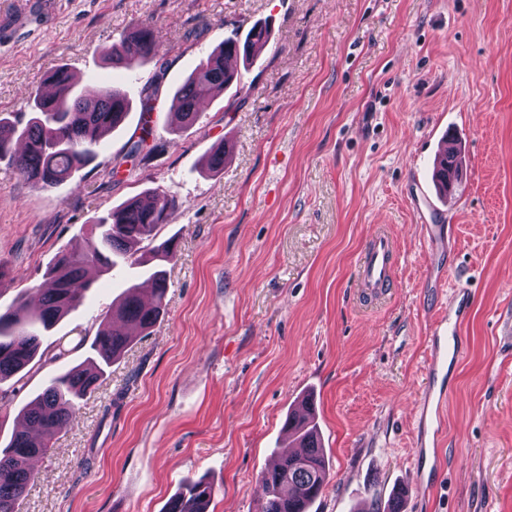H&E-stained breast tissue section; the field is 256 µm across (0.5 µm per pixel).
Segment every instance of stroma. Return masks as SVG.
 <instances>
[{
    "label": "stroma",
    "mask_w": 512,
    "mask_h": 512,
    "mask_svg": "<svg viewBox=\"0 0 512 512\" xmlns=\"http://www.w3.org/2000/svg\"><path fill=\"white\" fill-rule=\"evenodd\" d=\"M147 22L160 55L108 67L104 50ZM257 23L270 41L238 86L175 131L176 86ZM59 66L88 95L122 87L132 109L55 188L0 161V309L148 190L176 200L158 238L178 252L161 320L35 461L19 512H164L200 478L215 487L209 512H261V473L308 394L330 460L310 512H383L400 486L403 512H512V0H59L47 23L0 33V113L27 111ZM146 124L166 147L143 159L130 148ZM450 137L460 167L443 198L433 162ZM222 141L224 171L206 175ZM426 224L449 225L443 249ZM381 227L393 280L374 296L356 261ZM147 277L142 265L94 272L83 305L42 338L67 356L35 365L0 410L1 444ZM461 282L467 354L448 372L440 479L422 483L428 330Z\"/></svg>",
    "instance_id": "stroma-1"
}]
</instances>
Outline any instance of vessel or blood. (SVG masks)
Segmentation results:
<instances>
[{"instance_id":"obj_1","label":"vessel or blood","mask_w":512,"mask_h":512,"mask_svg":"<svg viewBox=\"0 0 512 512\" xmlns=\"http://www.w3.org/2000/svg\"><path fill=\"white\" fill-rule=\"evenodd\" d=\"M56 0H23L17 15H0V28H15L22 21L52 11ZM393 242L384 233H377L357 265L359 282L365 288L386 287L393 276ZM471 291L468 287H455L448 309L433 324L430 363L426 373L425 402L442 401L448 394V365L460 362L465 353L462 330L470 308Z\"/></svg>"}]
</instances>
